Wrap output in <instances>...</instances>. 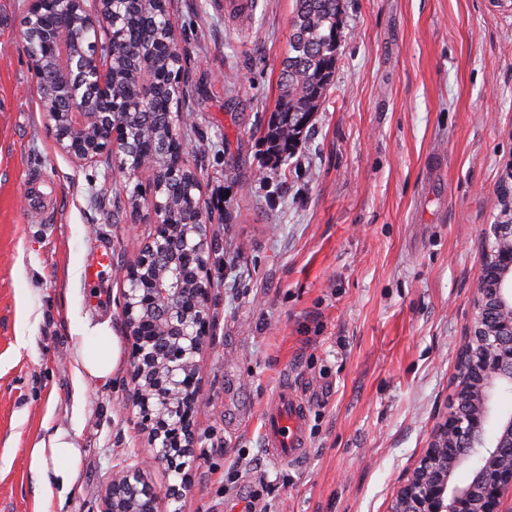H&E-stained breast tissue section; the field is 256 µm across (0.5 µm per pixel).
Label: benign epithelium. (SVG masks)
<instances>
[{"mask_svg": "<svg viewBox=\"0 0 512 512\" xmlns=\"http://www.w3.org/2000/svg\"><path fill=\"white\" fill-rule=\"evenodd\" d=\"M116 0H27L22 21L30 67L40 80L47 131L73 162L151 174L154 230L137 259L119 271L121 317L131 342V407L152 446L175 472L195 445L193 414L200 359L210 336L213 271L202 187L184 150L169 147L184 113L182 69L165 76L170 120L134 136L132 113L116 111L112 40ZM467 341L448 413L400 487L391 512H499L512 492V411L498 407L512 390V224L484 230ZM469 467L465 483L456 472ZM182 487H150L138 468H116L102 512H157Z\"/></svg>", "mask_w": 512, "mask_h": 512, "instance_id": "obj_1", "label": "benign epithelium"}]
</instances>
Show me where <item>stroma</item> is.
Segmentation results:
<instances>
[{"label": "stroma", "instance_id": "obj_1", "mask_svg": "<svg viewBox=\"0 0 512 512\" xmlns=\"http://www.w3.org/2000/svg\"><path fill=\"white\" fill-rule=\"evenodd\" d=\"M26 3L0 0V512H34L27 448L48 427L80 454L60 512H101L122 465L182 486L158 512H390L448 411L484 228L512 187V5L345 0L333 82L274 167L262 136L295 0H253L231 19L224 0H172L192 115L180 131L214 265L196 446L177 473L123 408L118 269L150 227L113 212L125 173L75 165L49 138ZM27 300L39 319L24 320ZM86 321L118 336L108 379L76 372ZM284 385L307 408V446L276 464L261 418Z\"/></svg>", "mask_w": 512, "mask_h": 512}]
</instances>
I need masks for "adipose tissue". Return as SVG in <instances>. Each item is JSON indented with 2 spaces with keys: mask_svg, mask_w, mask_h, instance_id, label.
<instances>
[{
  "mask_svg": "<svg viewBox=\"0 0 512 512\" xmlns=\"http://www.w3.org/2000/svg\"><path fill=\"white\" fill-rule=\"evenodd\" d=\"M87 339L94 347L79 350L77 373L102 380L109 378L117 367L118 357L110 352L111 347L118 344L117 336L108 324L103 323L95 326ZM27 454L39 512H51L57 492L70 491L77 482L78 451L69 432L58 429L33 442Z\"/></svg>",
  "mask_w": 512,
  "mask_h": 512,
  "instance_id": "ef3b65f1",
  "label": "adipose tissue"
}]
</instances>
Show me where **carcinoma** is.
<instances>
[{
	"mask_svg": "<svg viewBox=\"0 0 512 512\" xmlns=\"http://www.w3.org/2000/svg\"><path fill=\"white\" fill-rule=\"evenodd\" d=\"M116 9L124 14L125 24L118 28L122 35L114 45L115 57L120 61L114 91L128 102L133 98L128 90L129 68L138 61L140 52L135 33L154 15V7L151 0H146L143 4L118 5ZM342 21L343 0H295L280 92L263 133L268 159L275 165L288 161L298 148L331 85ZM153 39H178L170 20L157 21Z\"/></svg>",
	"mask_w": 512,
	"mask_h": 512,
	"instance_id": "1",
	"label": "carcinoma"
}]
</instances>
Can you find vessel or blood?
Returning a JSON list of instances; mask_svg holds the SVG:
<instances>
[{"label":"vessel or blood","instance_id":"b4317fda","mask_svg":"<svg viewBox=\"0 0 512 512\" xmlns=\"http://www.w3.org/2000/svg\"><path fill=\"white\" fill-rule=\"evenodd\" d=\"M262 436L274 462L298 459L305 445L304 409L296 394L280 387L262 419Z\"/></svg>","mask_w":512,"mask_h":512}]
</instances>
